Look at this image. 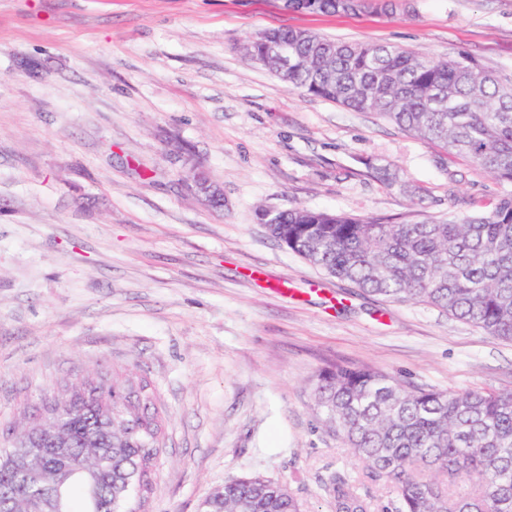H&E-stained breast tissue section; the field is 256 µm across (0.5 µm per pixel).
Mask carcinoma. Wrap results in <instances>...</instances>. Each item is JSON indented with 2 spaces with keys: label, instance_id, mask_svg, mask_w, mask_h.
<instances>
[{
  "label": "carcinoma",
  "instance_id": "1",
  "mask_svg": "<svg viewBox=\"0 0 512 512\" xmlns=\"http://www.w3.org/2000/svg\"><path fill=\"white\" fill-rule=\"evenodd\" d=\"M310 13L352 12L347 0H308ZM288 43L287 83L401 130L512 183V84L463 55L430 59L372 43L326 39L297 29L268 31L248 55L277 71L273 44ZM269 234L327 275L365 293L422 303L512 342V194L482 215L391 224L322 210H282ZM321 422L342 437L371 480L392 489L384 512H512V391L463 393L410 387L382 371L336 366L312 380ZM59 419L66 447L47 444L46 463L75 466L98 456L97 496L71 480L43 512H133L153 490L163 448L158 397L142 380L116 376L73 394ZM471 495H451L460 481ZM333 512H375L374 499L336 472L324 480ZM17 473L0 461V512H23ZM200 512H306L290 487L241 477L207 497Z\"/></svg>",
  "mask_w": 512,
  "mask_h": 512
}]
</instances>
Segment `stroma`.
I'll list each match as a JSON object with an SVG mask.
<instances>
[{
  "mask_svg": "<svg viewBox=\"0 0 512 512\" xmlns=\"http://www.w3.org/2000/svg\"><path fill=\"white\" fill-rule=\"evenodd\" d=\"M305 29L512 82V0H403L391 15L283 0H0V447L54 400L126 368L165 412L146 512H199L230 478L287 483L331 512L350 474L311 380L334 365L410 386L512 389V343L423 304L364 293L273 239L292 206L441 220L505 183L371 112L303 95L243 45ZM203 174L224 194L201 201Z\"/></svg>",
  "mask_w": 512,
  "mask_h": 512,
  "instance_id": "stroma-1",
  "label": "stroma"
}]
</instances>
